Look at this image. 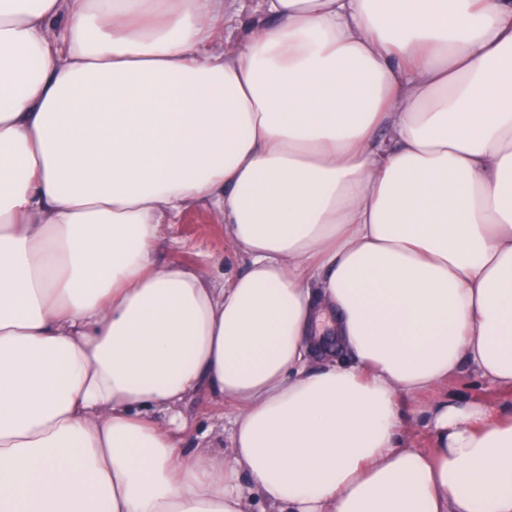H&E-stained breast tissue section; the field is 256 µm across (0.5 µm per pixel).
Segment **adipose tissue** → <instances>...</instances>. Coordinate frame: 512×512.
Returning a JSON list of instances; mask_svg holds the SVG:
<instances>
[{
    "mask_svg": "<svg viewBox=\"0 0 512 512\" xmlns=\"http://www.w3.org/2000/svg\"><path fill=\"white\" fill-rule=\"evenodd\" d=\"M258 3L0 0V512H512V0ZM164 237L155 254L159 265L192 266L206 278L223 279L225 274L226 280L242 268L223 224L206 208L191 209L179 224L165 225ZM448 396H456L465 401L483 403L494 408L511 410L512 392L480 380L472 372L462 370L448 378L437 387L419 395L414 400L405 403L403 418L404 436L408 443L415 448L428 449L432 447L433 439L424 421L415 415L414 408L419 405H430L447 400ZM184 414L188 421L186 447H195L200 442L211 447H223L224 442V448L213 449L218 452L228 450L231 412L222 401H218L206 391L201 392L185 404Z\"/></svg>",
    "mask_w": 512,
    "mask_h": 512,
    "instance_id": "obj_1",
    "label": "adipose tissue"
}]
</instances>
